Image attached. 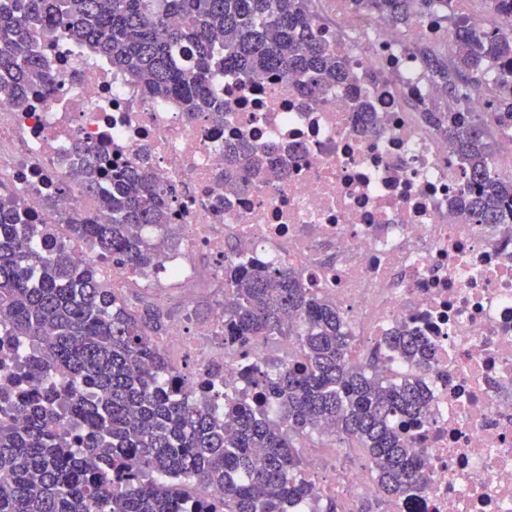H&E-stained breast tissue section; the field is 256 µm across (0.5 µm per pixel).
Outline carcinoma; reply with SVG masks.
Segmentation results:
<instances>
[{
	"label": "carcinoma",
	"instance_id": "1",
	"mask_svg": "<svg viewBox=\"0 0 512 512\" xmlns=\"http://www.w3.org/2000/svg\"><path fill=\"white\" fill-rule=\"evenodd\" d=\"M450 11L452 48L414 50L427 80L443 91L423 112L448 139L464 167L468 210L480 224L512 225V177L497 170L488 129L512 140V31H476L452 0H352L395 26L411 22L415 2ZM310 0H0V91L21 109L33 84L54 85L37 52V35L62 32L108 56L112 67L158 98L188 112L230 118L211 84L219 76L250 78L277 71L306 75L298 90L349 85L345 57L315 33ZM193 19L176 26L173 16ZM494 82L491 119L472 115L448 123V112ZM70 181L101 199L104 219L84 217L70 233L100 261L131 271L157 265L163 244L131 233L134 226H168L164 192L143 168L126 170L100 190L105 174L87 148ZM270 149L224 146V179L244 191L269 171ZM25 202L0 193V350L18 345L19 369L73 380L15 393L14 376L0 377V512H298L310 490L299 440L330 426L358 448L383 497L406 495L420 479L417 449L398 427L420 418L427 401L418 379L399 380L350 363L352 336L336 308L292 268L240 259L224 265V344L235 355L260 341L285 340L288 362L266 358L239 373L248 395L222 390L216 365L193 390L173 385L156 338L163 313L131 310L98 275L97 264L75 263L47 230L24 224ZM43 233L44 249L28 239ZM384 345L417 366L427 364L424 340L404 326ZM73 431L49 427L55 414ZM218 487L207 499L187 489Z\"/></svg>",
	"mask_w": 512,
	"mask_h": 512
}]
</instances>
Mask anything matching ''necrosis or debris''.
Segmentation results:
<instances>
[{
	"instance_id": "obj_1",
	"label": "necrosis or debris",
	"mask_w": 512,
	"mask_h": 512,
	"mask_svg": "<svg viewBox=\"0 0 512 512\" xmlns=\"http://www.w3.org/2000/svg\"><path fill=\"white\" fill-rule=\"evenodd\" d=\"M322 39L349 57L353 85L307 97L295 79L270 73L218 80L226 122L113 70L69 37L39 40L56 87H31L27 106L0 105V183L24 196L34 224L67 241L69 220L96 216L82 187L66 182L75 143L113 167L147 164L169 194V221L184 230V257L166 256L157 279L187 286L224 282L225 262H282L344 317L351 361L366 365L377 343L405 323L432 345L417 370L431 402L407 428L421 454L418 489L383 512H512V226L479 224L459 209L462 162L421 119L438 90L409 43H448L441 12L400 30L350 0H317ZM362 89L367 113L351 88ZM272 148L278 176L249 192L224 179V147ZM204 253L198 267L190 254ZM222 316L192 335L173 329L164 349L184 385L213 365L237 375L219 335ZM312 495L334 494L339 512L377 497L363 470L337 448L308 451Z\"/></svg>"
}]
</instances>
